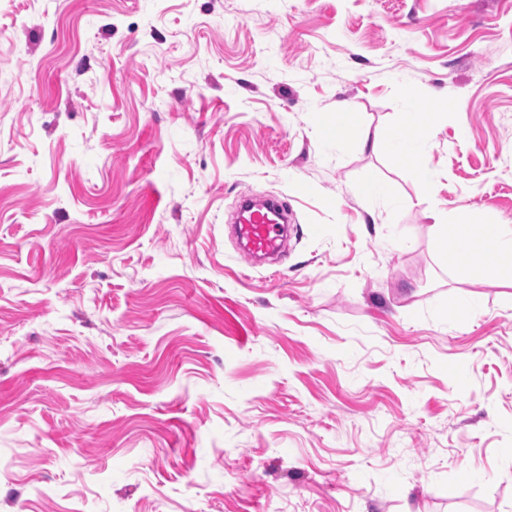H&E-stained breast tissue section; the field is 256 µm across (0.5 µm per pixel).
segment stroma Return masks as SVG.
<instances>
[{"label":"stroma","instance_id":"obj_1","mask_svg":"<svg viewBox=\"0 0 512 512\" xmlns=\"http://www.w3.org/2000/svg\"><path fill=\"white\" fill-rule=\"evenodd\" d=\"M444 219L512 225V0H0V512H512V266ZM378 138L393 142L396 156L402 162L407 161L412 152H423L427 145V138L420 134L416 127L411 126L405 138L399 137L390 129H381ZM291 222L288 206L280 199L269 198L256 204L242 195L235 220V234L244 244L248 257L272 255L282 249L284 230ZM438 236L443 242L448 261L458 267L460 257L465 254L472 259L467 265L466 272L472 278L476 277L477 260L486 255L506 258L512 265V226L498 225L494 230H485L477 225L450 224L448 220L436 224Z\"/></svg>","mask_w":512,"mask_h":512}]
</instances>
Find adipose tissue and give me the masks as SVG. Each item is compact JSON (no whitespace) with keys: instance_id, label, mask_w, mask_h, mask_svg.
<instances>
[{"instance_id":"obj_1","label":"adipose tissue","mask_w":512,"mask_h":512,"mask_svg":"<svg viewBox=\"0 0 512 512\" xmlns=\"http://www.w3.org/2000/svg\"><path fill=\"white\" fill-rule=\"evenodd\" d=\"M437 233L452 265L461 264V257H470V265L465 266L467 274H475L476 259L486 255L512 261L511 225H501L492 230H485L476 225L444 222L438 224Z\"/></svg>"}]
</instances>
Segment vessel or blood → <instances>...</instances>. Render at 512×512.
Returning a JSON list of instances; mask_svg holds the SVG:
<instances>
[{"instance_id":"1","label":"vessel or blood","mask_w":512,"mask_h":512,"mask_svg":"<svg viewBox=\"0 0 512 512\" xmlns=\"http://www.w3.org/2000/svg\"><path fill=\"white\" fill-rule=\"evenodd\" d=\"M289 221L288 207L280 199L274 197L258 204L250 196H242L235 233L244 244L246 256L278 253Z\"/></svg>"}]
</instances>
